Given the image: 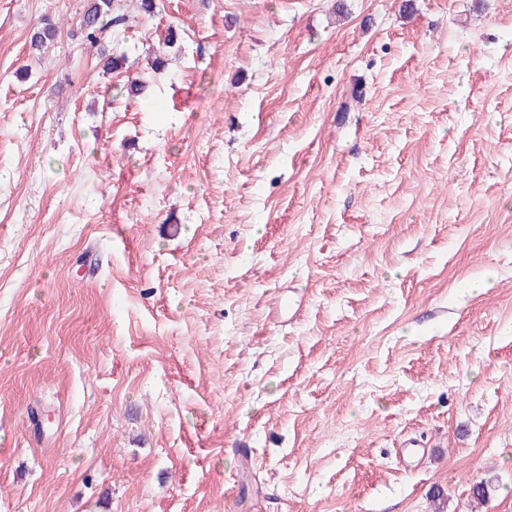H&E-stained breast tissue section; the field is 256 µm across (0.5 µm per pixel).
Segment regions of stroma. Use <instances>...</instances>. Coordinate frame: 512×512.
Here are the masks:
<instances>
[{
  "mask_svg": "<svg viewBox=\"0 0 512 512\" xmlns=\"http://www.w3.org/2000/svg\"><path fill=\"white\" fill-rule=\"evenodd\" d=\"M115 3L0 0V512H512V0ZM86 2L79 29L84 40L91 47L98 45L101 38L112 28L128 23L124 14L114 13V0H87ZM57 35V27L50 22L35 24L29 31V47L35 54L40 53L47 43L53 41Z\"/></svg>",
  "mask_w": 512,
  "mask_h": 512,
  "instance_id": "obj_1",
  "label": "stroma"
}]
</instances>
